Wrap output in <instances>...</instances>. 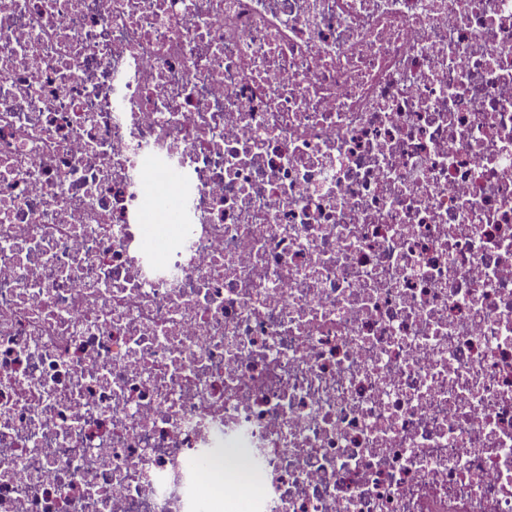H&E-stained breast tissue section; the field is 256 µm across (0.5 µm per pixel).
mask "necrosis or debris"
Returning a JSON list of instances; mask_svg holds the SVG:
<instances>
[{"label":"necrosis or debris","instance_id":"1","mask_svg":"<svg viewBox=\"0 0 512 512\" xmlns=\"http://www.w3.org/2000/svg\"><path fill=\"white\" fill-rule=\"evenodd\" d=\"M228 498L512 512V0H0V512Z\"/></svg>","mask_w":512,"mask_h":512}]
</instances>
